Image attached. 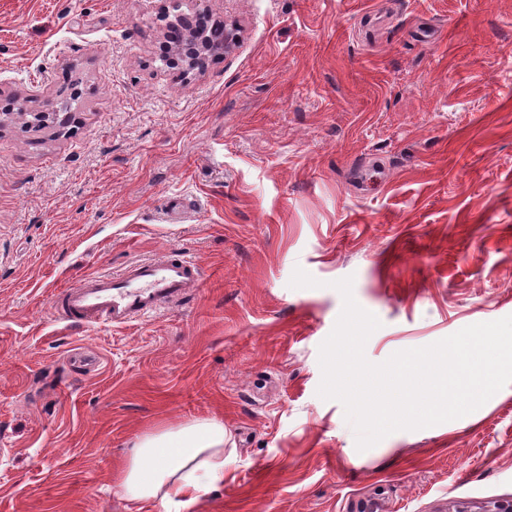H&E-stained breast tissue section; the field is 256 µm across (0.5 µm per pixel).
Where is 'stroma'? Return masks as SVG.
Returning <instances> with one entry per match:
<instances>
[{"label": "stroma", "mask_w": 512, "mask_h": 512, "mask_svg": "<svg viewBox=\"0 0 512 512\" xmlns=\"http://www.w3.org/2000/svg\"><path fill=\"white\" fill-rule=\"evenodd\" d=\"M159 7L0 0V512H177L117 473L203 418L235 453L188 512L512 498V384L362 452L317 394L334 281L381 322L373 363L512 315V0H184L242 31L200 74L161 64ZM51 101L64 131L27 124ZM172 250L199 292L123 327L55 313Z\"/></svg>", "instance_id": "stroma-1"}]
</instances>
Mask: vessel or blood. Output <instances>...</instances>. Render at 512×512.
<instances>
[{"label":"vessel or blood","mask_w":512,"mask_h":512,"mask_svg":"<svg viewBox=\"0 0 512 512\" xmlns=\"http://www.w3.org/2000/svg\"><path fill=\"white\" fill-rule=\"evenodd\" d=\"M198 266L178 253L138 261L118 275L82 279L57 292L54 310L65 321L121 326L198 291Z\"/></svg>","instance_id":"obj_1"}]
</instances>
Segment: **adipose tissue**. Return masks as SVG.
Here are the masks:
<instances>
[{
    "label": "adipose tissue",
    "instance_id": "1",
    "mask_svg": "<svg viewBox=\"0 0 512 512\" xmlns=\"http://www.w3.org/2000/svg\"><path fill=\"white\" fill-rule=\"evenodd\" d=\"M227 442L224 424L216 419L141 436L118 475L124 496L149 504L175 494L191 506L205 488L223 484Z\"/></svg>",
    "mask_w": 512,
    "mask_h": 512
}]
</instances>
